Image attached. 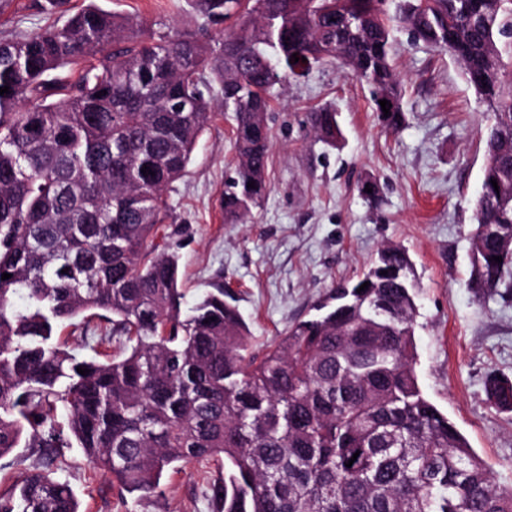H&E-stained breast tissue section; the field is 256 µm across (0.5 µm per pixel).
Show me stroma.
Returning a JSON list of instances; mask_svg holds the SVG:
<instances>
[{
    "label": "stroma",
    "instance_id": "35a3bbf8",
    "mask_svg": "<svg viewBox=\"0 0 512 512\" xmlns=\"http://www.w3.org/2000/svg\"><path fill=\"white\" fill-rule=\"evenodd\" d=\"M38 0H10L0 12V39L28 35L53 23ZM118 15L139 17L146 30L202 33L221 38L193 0H96ZM395 68L406 116L403 129L385 132L367 87L336 64L314 66L277 86L269 114L270 189L248 224L224 221V174L235 157L231 123L217 115L200 137L188 175L171 194L172 220L155 245H176L186 305L215 281L231 286L260 355L339 281L359 276L378 249H405L417 272L416 370L428 399L448 414L487 463L500 486L512 490V412L492 407L488 374L512 379V291L492 296L469 288L474 203L485 163L487 114L461 66L446 51L396 34ZM332 106L344 140L331 149L304 122L307 112ZM380 182L378 203L357 186ZM61 470L80 512H222L211 500L224 476L217 462L186 465L165 475L156 493L118 500L102 474L65 449Z\"/></svg>",
    "mask_w": 512,
    "mask_h": 512
}]
</instances>
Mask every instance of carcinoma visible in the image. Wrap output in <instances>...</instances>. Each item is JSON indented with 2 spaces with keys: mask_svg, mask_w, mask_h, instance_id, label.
I'll list each match as a JSON object with an SVG mask.
<instances>
[{
  "mask_svg": "<svg viewBox=\"0 0 512 512\" xmlns=\"http://www.w3.org/2000/svg\"><path fill=\"white\" fill-rule=\"evenodd\" d=\"M195 5L229 23L224 40L147 36L91 3L61 26L0 41V275H11L0 279V458L23 446L43 460L0 493V512H79L54 475L58 449L73 447L129 494L222 461L223 512H512V491L420 387L416 272L403 248L385 246L248 362L249 329L224 285L182 309L177 253L152 244L218 107L236 153L226 224L247 223L268 192V112L288 77L335 62L398 132L403 27L447 49L488 112L470 287L495 292L512 270V0ZM305 124L329 147L342 138L329 106ZM492 256L502 262L487 266ZM89 316L110 325L96 343L119 351L81 358L61 339L64 323ZM484 387L497 408L512 382L490 374Z\"/></svg>",
  "mask_w": 512,
  "mask_h": 512,
  "instance_id": "1",
  "label": "carcinoma"
}]
</instances>
